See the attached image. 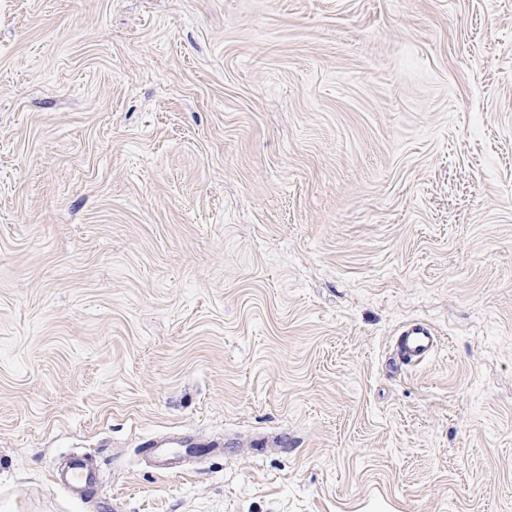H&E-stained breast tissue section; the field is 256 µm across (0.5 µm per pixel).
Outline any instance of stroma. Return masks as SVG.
Here are the masks:
<instances>
[{
  "label": "stroma",
  "mask_w": 512,
  "mask_h": 512,
  "mask_svg": "<svg viewBox=\"0 0 512 512\" xmlns=\"http://www.w3.org/2000/svg\"><path fill=\"white\" fill-rule=\"evenodd\" d=\"M0 512H512V0H0ZM439 345L438 333L430 324L409 323L397 333L393 360L396 367L420 364L434 356ZM84 456H74L66 471H53V483L68 484L76 492L94 486L99 481V472L93 469Z\"/></svg>",
  "instance_id": "obj_1"
}]
</instances>
